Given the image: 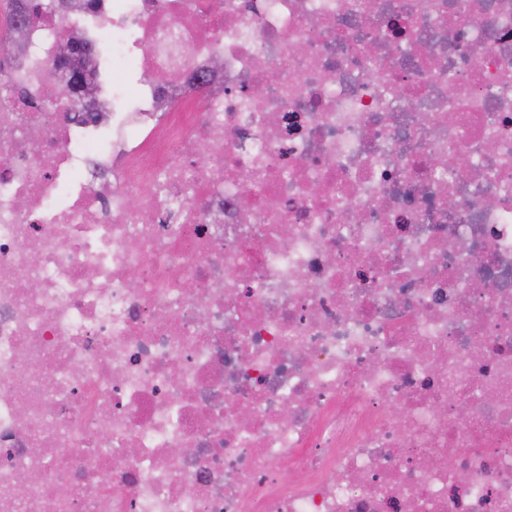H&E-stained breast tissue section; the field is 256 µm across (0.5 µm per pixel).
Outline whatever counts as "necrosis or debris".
I'll return each instance as SVG.
<instances>
[{
	"label": "necrosis or debris",
	"instance_id": "obj_1",
	"mask_svg": "<svg viewBox=\"0 0 512 512\" xmlns=\"http://www.w3.org/2000/svg\"><path fill=\"white\" fill-rule=\"evenodd\" d=\"M14 36L0 512H512V0H101Z\"/></svg>",
	"mask_w": 512,
	"mask_h": 512
}]
</instances>
